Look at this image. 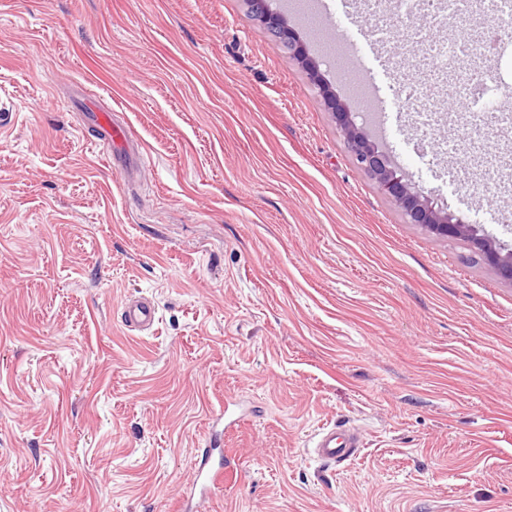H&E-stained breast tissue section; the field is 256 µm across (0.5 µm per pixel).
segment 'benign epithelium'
Wrapping results in <instances>:
<instances>
[{"label":"benign epithelium","instance_id":"obj_1","mask_svg":"<svg viewBox=\"0 0 512 512\" xmlns=\"http://www.w3.org/2000/svg\"><path fill=\"white\" fill-rule=\"evenodd\" d=\"M266 29L285 47L291 57L317 86L327 110L332 114L357 165L377 183L380 191L401 212L408 224H416L438 238L464 240L497 275L512 285V249L506 251L492 237L434 205L415 190L408 175L392 166L387 157L373 144L352 119L348 105L321 79L316 61L296 31L278 13L271 11L266 0H246Z\"/></svg>","mask_w":512,"mask_h":512}]
</instances>
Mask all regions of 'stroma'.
I'll return each mask as SVG.
<instances>
[{"label": "stroma", "mask_w": 512, "mask_h": 512, "mask_svg": "<svg viewBox=\"0 0 512 512\" xmlns=\"http://www.w3.org/2000/svg\"><path fill=\"white\" fill-rule=\"evenodd\" d=\"M465 26L512 86V22ZM83 85L145 148L133 179ZM428 95L355 120L512 248V171L463 191ZM0 107V512H180L228 393L238 468L204 512H512V285L405 223L245 0H0ZM334 424L363 447L325 464ZM124 320L132 331L150 330L155 322V308L152 302L144 297H135L124 305Z\"/></svg>", "instance_id": "obj_1"}]
</instances>
